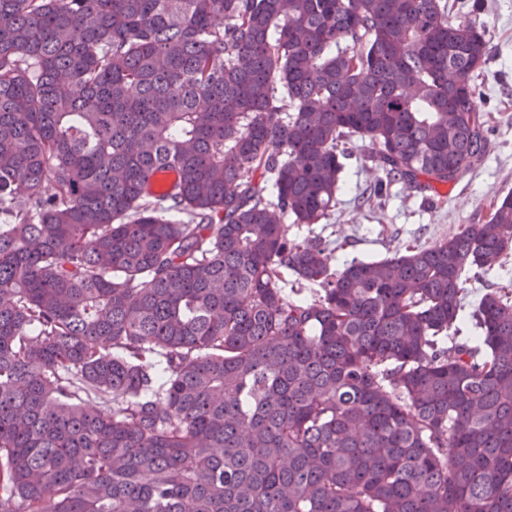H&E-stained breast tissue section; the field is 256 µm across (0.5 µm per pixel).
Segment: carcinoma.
Segmentation results:
<instances>
[{
	"instance_id": "cac0c4a2",
	"label": "carcinoma",
	"mask_w": 512,
	"mask_h": 512,
	"mask_svg": "<svg viewBox=\"0 0 512 512\" xmlns=\"http://www.w3.org/2000/svg\"><path fill=\"white\" fill-rule=\"evenodd\" d=\"M450 11L0 0V512H512V292L444 344L512 196L340 269L290 234L359 150L370 208L482 157Z\"/></svg>"
}]
</instances>
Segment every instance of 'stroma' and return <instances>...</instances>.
<instances>
[{
	"label": "stroma",
	"mask_w": 512,
	"mask_h": 512,
	"mask_svg": "<svg viewBox=\"0 0 512 512\" xmlns=\"http://www.w3.org/2000/svg\"><path fill=\"white\" fill-rule=\"evenodd\" d=\"M479 2L474 15L454 11L450 17L483 24L493 47L479 99L488 124L483 157L460 181L438 186L433 194L393 184L385 206L373 211L359 206L356 197L373 184L377 171L361 157L352 158L331 220L295 231L300 238L313 234L329 242L331 268L381 258L410 244L433 245L463 225L483 223L493 204L512 193V0Z\"/></svg>",
	"instance_id": "obj_1"
}]
</instances>
